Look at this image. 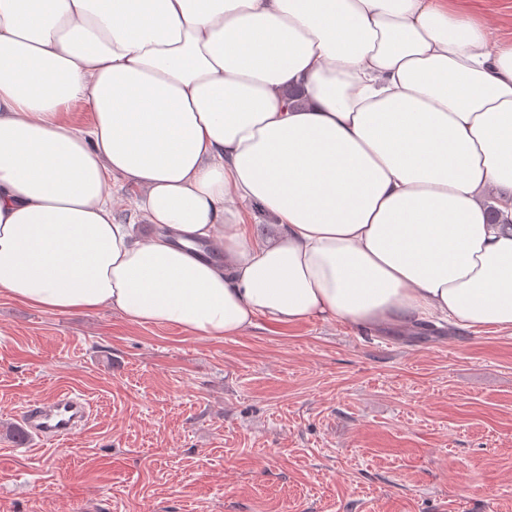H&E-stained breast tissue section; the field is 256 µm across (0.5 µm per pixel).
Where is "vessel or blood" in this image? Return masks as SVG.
I'll return each mask as SVG.
<instances>
[{
  "label": "vessel or blood",
  "mask_w": 512,
  "mask_h": 512,
  "mask_svg": "<svg viewBox=\"0 0 512 512\" xmlns=\"http://www.w3.org/2000/svg\"><path fill=\"white\" fill-rule=\"evenodd\" d=\"M88 407L83 398L64 392L48 399H31L19 410L17 444L53 442L69 436L86 421Z\"/></svg>",
  "instance_id": "b4317fda"
}]
</instances>
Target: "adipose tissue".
Returning <instances> with one entry per match:
<instances>
[{
    "label": "adipose tissue",
    "instance_id": "ef3b65f1",
    "mask_svg": "<svg viewBox=\"0 0 512 512\" xmlns=\"http://www.w3.org/2000/svg\"><path fill=\"white\" fill-rule=\"evenodd\" d=\"M0 291L213 340L512 334V41L450 0H0Z\"/></svg>",
    "mask_w": 512,
    "mask_h": 512
}]
</instances>
